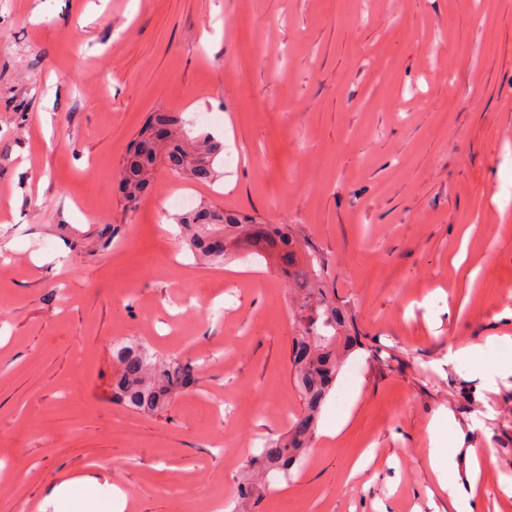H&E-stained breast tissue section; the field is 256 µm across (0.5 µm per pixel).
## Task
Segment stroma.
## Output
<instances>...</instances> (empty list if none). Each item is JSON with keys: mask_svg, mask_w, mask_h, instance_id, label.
<instances>
[{"mask_svg": "<svg viewBox=\"0 0 512 512\" xmlns=\"http://www.w3.org/2000/svg\"><path fill=\"white\" fill-rule=\"evenodd\" d=\"M157 111L239 161L210 185L158 168L129 210L118 166ZM171 193L293 225L367 344L322 407L340 437L244 500L248 460L303 409L294 299L245 242L196 260ZM507 308L512 0H0V512L102 466L129 512H433L442 411L494 451L477 512H512V376L488 390L444 361L512 338ZM132 337L203 362L198 388L159 415L113 402ZM500 343L497 338H487L484 343L473 342L448 350V365L457 364L462 361L480 363L484 361L492 349Z\"/></svg>", "mask_w": 512, "mask_h": 512, "instance_id": "35a3bbf8", "label": "stroma"}]
</instances>
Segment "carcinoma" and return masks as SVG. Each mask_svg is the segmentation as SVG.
Instances as JSON below:
<instances>
[{"mask_svg": "<svg viewBox=\"0 0 512 512\" xmlns=\"http://www.w3.org/2000/svg\"><path fill=\"white\" fill-rule=\"evenodd\" d=\"M224 143L209 134L194 136L178 112H151L142 125L136 150L127 152L119 170V185L126 208H135L153 189L158 164L195 183L212 184L220 176L218 159ZM183 241L195 254L213 264L224 263L229 240L244 234L250 246L279 256L288 285L299 288L293 321L291 359L303 411L288 432L268 440L237 483L238 496L253 493L252 478L271 471L289 473L310 447L321 405L346 357L363 345L351 316L336 305L323 287L327 276L321 257L307 250L299 266L300 245L288 224H247L238 214L199 205L177 218ZM116 361L113 394L134 413L160 414L172 400L198 380L200 365L177 354L158 356L142 340L112 347Z\"/></svg>", "mask_w": 512, "mask_h": 512, "instance_id": "1", "label": "carcinoma"}]
</instances>
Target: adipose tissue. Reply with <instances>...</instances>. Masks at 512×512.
<instances>
[{
	"instance_id": "adipose-tissue-1",
	"label": "adipose tissue",
	"mask_w": 512,
	"mask_h": 512,
	"mask_svg": "<svg viewBox=\"0 0 512 512\" xmlns=\"http://www.w3.org/2000/svg\"><path fill=\"white\" fill-rule=\"evenodd\" d=\"M451 412L434 416L428 426L429 464L436 476L440 493L446 494L451 512H475L478 473L493 463L494 455L489 448L465 447L462 431H448L454 423ZM464 452L467 458L466 473H459L455 462L456 452Z\"/></svg>"
}]
</instances>
